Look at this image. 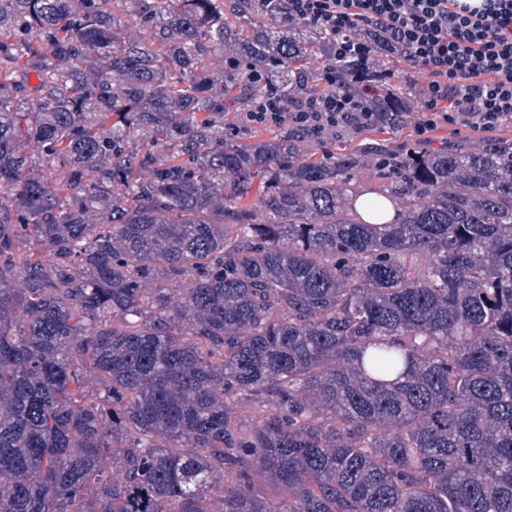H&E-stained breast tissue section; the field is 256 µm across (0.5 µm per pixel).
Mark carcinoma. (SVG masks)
Returning a JSON list of instances; mask_svg holds the SVG:
<instances>
[{
    "label": "carcinoma",
    "instance_id": "1",
    "mask_svg": "<svg viewBox=\"0 0 512 512\" xmlns=\"http://www.w3.org/2000/svg\"><path fill=\"white\" fill-rule=\"evenodd\" d=\"M287 9L0 0V512H512V140L224 138V44L286 98L352 74Z\"/></svg>",
    "mask_w": 512,
    "mask_h": 512
}]
</instances>
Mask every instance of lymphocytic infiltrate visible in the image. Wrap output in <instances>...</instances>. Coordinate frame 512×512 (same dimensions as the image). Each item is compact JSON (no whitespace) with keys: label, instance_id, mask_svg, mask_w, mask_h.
<instances>
[{"label":"lymphocytic infiltrate","instance_id":"f902f5d3","mask_svg":"<svg viewBox=\"0 0 512 512\" xmlns=\"http://www.w3.org/2000/svg\"><path fill=\"white\" fill-rule=\"evenodd\" d=\"M288 22L332 35L337 61L357 67L352 87L289 101L266 72L252 70L263 92L248 106L247 125H287L319 140L380 122L367 100L385 75L369 67L366 43L353 36L362 27L377 28L386 47L401 49L427 77L414 120L419 145L440 126L512 124V0H288Z\"/></svg>","mask_w":512,"mask_h":512}]
</instances>
